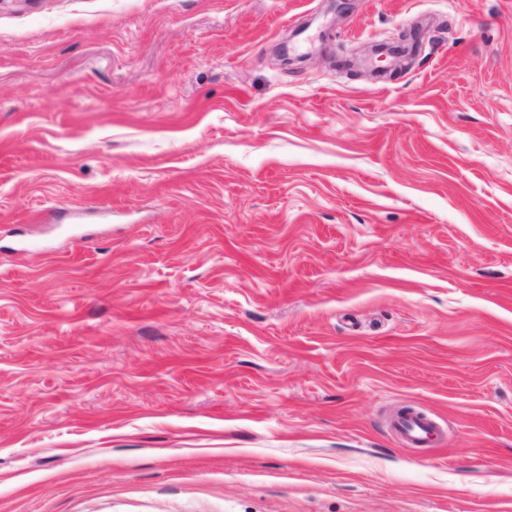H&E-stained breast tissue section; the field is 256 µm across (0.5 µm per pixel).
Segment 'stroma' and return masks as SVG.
<instances>
[{
    "instance_id": "stroma-1",
    "label": "stroma",
    "mask_w": 512,
    "mask_h": 512,
    "mask_svg": "<svg viewBox=\"0 0 512 512\" xmlns=\"http://www.w3.org/2000/svg\"><path fill=\"white\" fill-rule=\"evenodd\" d=\"M0 512H512V0H0ZM394 431L409 445H420L433 435V425L417 416H407L393 423Z\"/></svg>"
}]
</instances>
